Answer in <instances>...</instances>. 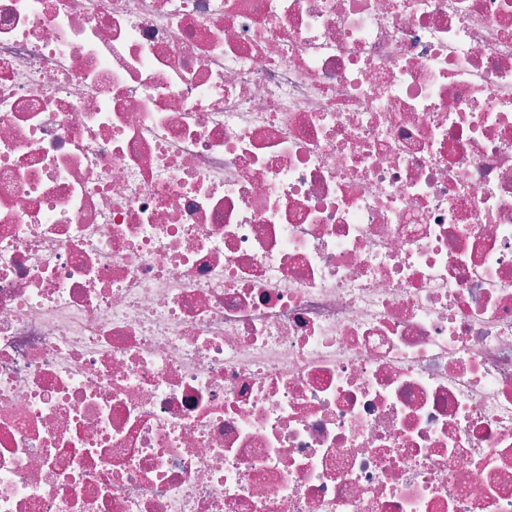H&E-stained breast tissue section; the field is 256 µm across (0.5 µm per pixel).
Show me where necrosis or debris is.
<instances>
[{"label":"necrosis or debris","mask_w":512,"mask_h":512,"mask_svg":"<svg viewBox=\"0 0 512 512\" xmlns=\"http://www.w3.org/2000/svg\"><path fill=\"white\" fill-rule=\"evenodd\" d=\"M0 512H512V0H0Z\"/></svg>","instance_id":"1"}]
</instances>
